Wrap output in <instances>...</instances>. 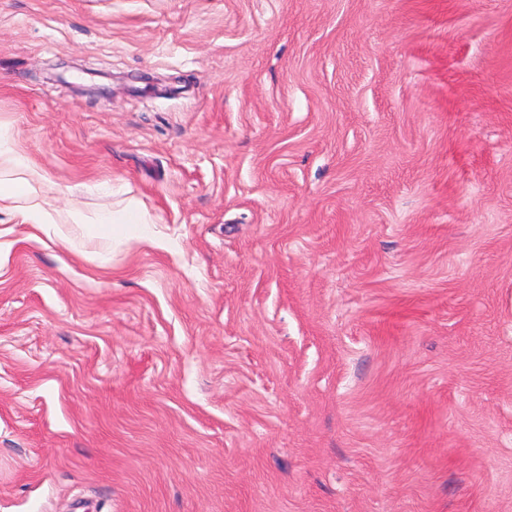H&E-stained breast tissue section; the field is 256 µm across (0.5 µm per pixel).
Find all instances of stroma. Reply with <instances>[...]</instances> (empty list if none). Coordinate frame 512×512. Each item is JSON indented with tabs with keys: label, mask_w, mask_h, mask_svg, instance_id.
I'll list each match as a JSON object with an SVG mask.
<instances>
[{
	"label": "stroma",
	"mask_w": 512,
	"mask_h": 512,
	"mask_svg": "<svg viewBox=\"0 0 512 512\" xmlns=\"http://www.w3.org/2000/svg\"><path fill=\"white\" fill-rule=\"evenodd\" d=\"M0 130L151 218L0 212V512H512V0H0Z\"/></svg>",
	"instance_id": "1"
}]
</instances>
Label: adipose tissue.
Here are the masks:
<instances>
[{"mask_svg":"<svg viewBox=\"0 0 512 512\" xmlns=\"http://www.w3.org/2000/svg\"><path fill=\"white\" fill-rule=\"evenodd\" d=\"M2 169L8 170L9 175L0 177V210L15 211L39 225L56 223V216L47 207L52 189L48 178L12 151L0 148Z\"/></svg>","mask_w":512,"mask_h":512,"instance_id":"ef3b65f1","label":"adipose tissue"}]
</instances>
